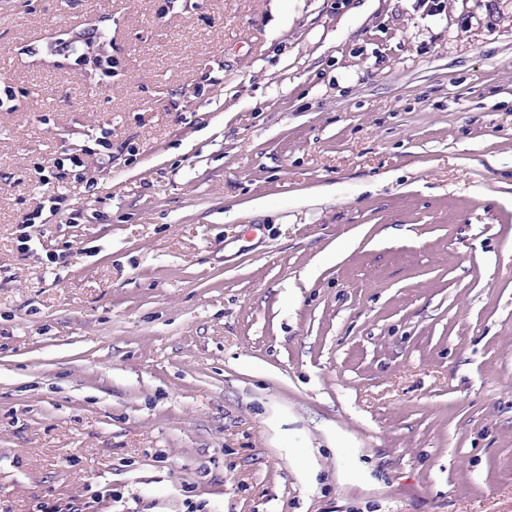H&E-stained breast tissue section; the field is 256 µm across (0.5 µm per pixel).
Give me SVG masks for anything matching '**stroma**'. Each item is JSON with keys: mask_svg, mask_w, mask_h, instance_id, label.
I'll return each mask as SVG.
<instances>
[{"mask_svg": "<svg viewBox=\"0 0 512 512\" xmlns=\"http://www.w3.org/2000/svg\"><path fill=\"white\" fill-rule=\"evenodd\" d=\"M0 79V512H512V0H0Z\"/></svg>", "mask_w": 512, "mask_h": 512, "instance_id": "35a3bbf8", "label": "stroma"}]
</instances>
